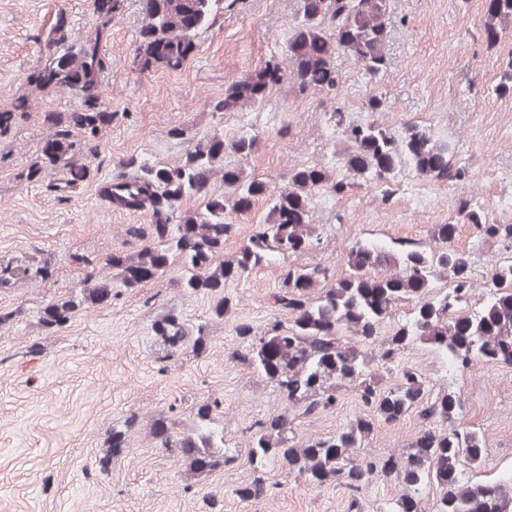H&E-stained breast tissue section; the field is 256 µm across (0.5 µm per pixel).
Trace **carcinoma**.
I'll return each mask as SVG.
<instances>
[{
	"mask_svg": "<svg viewBox=\"0 0 512 512\" xmlns=\"http://www.w3.org/2000/svg\"><path fill=\"white\" fill-rule=\"evenodd\" d=\"M97 24L94 34L77 48L55 50L65 44L61 29L48 35L49 56L60 66L53 87L68 88L82 101V111L48 116L54 132L43 151L44 163L18 174L25 181L39 180L61 172L74 183L85 170L71 164V153L94 154L99 134L112 123V113L101 100V75L110 66L101 43L120 14L123 0H94ZM142 24L138 64L148 70L158 63L177 70L189 58L200 29L224 11V0H140ZM390 0H297L296 24L287 40L288 61L271 56L264 66L227 87L214 110H240L262 102L275 87L286 83L296 97L320 96L330 104L332 118L348 144V170L352 181L376 180L390 184L396 166L407 162L415 170L443 182H457L466 169L453 160L448 144L433 138L418 123L407 125L397 138L375 122L348 119L336 104L340 74L336 54L350 57L367 75L378 77L388 65V14ZM512 30V0H489L483 23V38L493 47ZM257 135H242L226 141L214 133L195 140L176 166L130 156L124 171L112 178L111 200L146 214L145 224L125 228L129 249L119 260L85 259L87 274L94 278L104 270H115L125 288H136L147 279L161 280L179 267L177 285L185 294H209L216 298L212 315L222 320L234 307L224 295L227 285L247 276L254 268L271 263L275 256L309 252L320 237L308 222L309 193L327 183L318 166L296 170L288 186L278 192L250 180L240 169L223 166L224 153L250 156ZM221 175L228 195L218 194L212 184ZM266 203L264 224L247 239L233 260L222 259L224 241L235 233L229 214L245 209L259 199ZM200 207L181 213L186 200ZM456 222L473 225L483 238L512 245V224H495L487 214L459 203ZM452 227L437 224L432 239L441 243L426 250L410 243L395 249L370 239L357 241L351 249L349 273L328 288L331 278L322 264L290 266L282 274L281 288L273 295L277 311L258 329L247 321L235 324L242 350L237 359L279 391L284 409L249 427L250 481L238 490L249 499L258 489L268 492L267 463H280L288 473L311 483L336 481L358 497L375 480L391 479L401 485L400 497L384 512H424L425 493L438 491L435 512H512V470L493 482L473 481L469 471L482 462L485 439L464 425V402L454 393H427L425 378L411 367L403 368L391 386L383 372L394 365L411 345H426L450 367L461 370L475 359L512 365V265L501 266L492 275L481 311L465 315L460 302L472 288L469 256L448 247ZM397 269L382 276L379 269ZM452 281L442 295L433 291L440 277ZM84 300L96 304L112 297L111 285L102 280L84 289ZM402 302L414 304L412 316L398 324L391 336L379 338L380 324ZM74 298L49 302L43 323L52 328L66 322L76 308ZM291 317L285 324L280 316ZM359 338L358 345L342 343V333ZM153 332L175 352L191 349L206 352L205 332L189 330L173 315L153 324ZM377 346V353L368 347ZM354 386L360 404L368 411L336 434L294 443L288 436L291 423L300 416L321 415L336 405L337 393ZM218 402L201 406L190 430L180 436L169 432L166 417L152 425V435L161 447L178 448L193 471L224 468L238 457L237 450L224 447V429L213 424ZM410 412L423 426L396 456L382 459L356 456L379 422L392 423ZM137 418L125 421V430H112L108 463L125 443L126 432Z\"/></svg>",
	"mask_w": 512,
	"mask_h": 512,
	"instance_id": "obj_1",
	"label": "carcinoma"
}]
</instances>
